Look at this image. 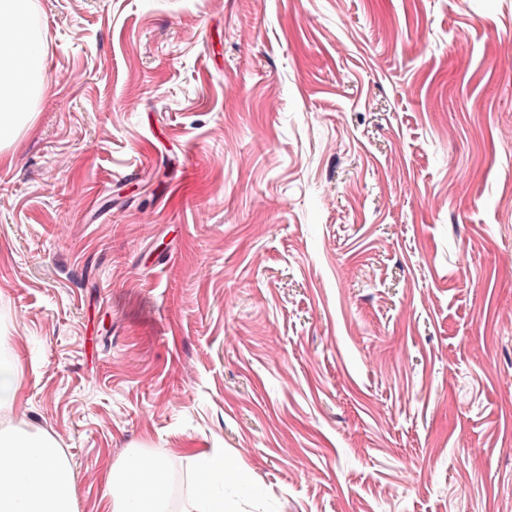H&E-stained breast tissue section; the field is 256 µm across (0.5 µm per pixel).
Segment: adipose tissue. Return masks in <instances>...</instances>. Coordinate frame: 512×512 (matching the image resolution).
Listing matches in <instances>:
<instances>
[{
    "mask_svg": "<svg viewBox=\"0 0 512 512\" xmlns=\"http://www.w3.org/2000/svg\"><path fill=\"white\" fill-rule=\"evenodd\" d=\"M45 51L33 0H0V156L34 126L35 105L48 92ZM24 375L0 353V512H77L76 479L55 437L15 409ZM192 492L175 503L166 458L140 451L105 463L103 512H224V481L239 478L223 449H186Z\"/></svg>",
    "mask_w": 512,
    "mask_h": 512,
    "instance_id": "adipose-tissue-1",
    "label": "adipose tissue"
}]
</instances>
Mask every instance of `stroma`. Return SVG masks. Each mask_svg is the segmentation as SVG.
<instances>
[{
    "instance_id": "stroma-1",
    "label": "stroma",
    "mask_w": 512,
    "mask_h": 512,
    "mask_svg": "<svg viewBox=\"0 0 512 512\" xmlns=\"http://www.w3.org/2000/svg\"><path fill=\"white\" fill-rule=\"evenodd\" d=\"M0 347L78 512L221 448L227 512H512V0H34Z\"/></svg>"
}]
</instances>
